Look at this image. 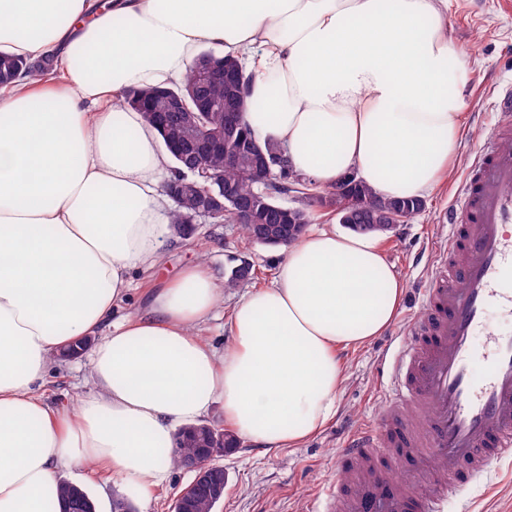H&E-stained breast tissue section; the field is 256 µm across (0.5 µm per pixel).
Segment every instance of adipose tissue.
<instances>
[{
	"mask_svg": "<svg viewBox=\"0 0 512 512\" xmlns=\"http://www.w3.org/2000/svg\"><path fill=\"white\" fill-rule=\"evenodd\" d=\"M206 45L241 59L245 123L316 188L353 172L419 198L448 178L465 108L448 0H0V52L59 71L0 85V512H45L58 470L89 464L149 505L177 430L217 404L243 441L297 447L334 412L340 352L397 315L378 238L333 229L234 304L224 349L200 336L224 300L203 263L125 313L134 272L161 261L171 155L122 92L180 82ZM86 339L93 389L53 409L52 356Z\"/></svg>",
	"mask_w": 512,
	"mask_h": 512,
	"instance_id": "ef3b65f1",
	"label": "adipose tissue"
}]
</instances>
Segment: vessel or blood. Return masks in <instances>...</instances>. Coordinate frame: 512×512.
Masks as SVG:
<instances>
[{"label": "vessel or blood", "mask_w": 512, "mask_h": 512, "mask_svg": "<svg viewBox=\"0 0 512 512\" xmlns=\"http://www.w3.org/2000/svg\"><path fill=\"white\" fill-rule=\"evenodd\" d=\"M492 106L500 119L452 193L448 240L387 363L380 421L340 454L341 512H446L512 459V333L486 334L490 308L512 313V84Z\"/></svg>", "instance_id": "vessel-or-blood-1"}]
</instances>
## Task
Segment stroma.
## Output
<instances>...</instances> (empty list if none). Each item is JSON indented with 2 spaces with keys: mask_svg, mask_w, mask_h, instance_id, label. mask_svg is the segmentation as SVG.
Here are the masks:
<instances>
[{
  "mask_svg": "<svg viewBox=\"0 0 512 512\" xmlns=\"http://www.w3.org/2000/svg\"><path fill=\"white\" fill-rule=\"evenodd\" d=\"M448 28L465 52L466 134L448 182L424 196L419 214L378 235L388 263L405 287L398 315L382 336L343 354L346 381L336 397L333 416L315 437L297 448L268 452L242 442L216 458L227 478L224 500L216 512H303L311 500L324 496L339 480L336 460L345 442L371 424L381 409V359L389 345L397 343L403 323L418 309L415 292L432 267L435 246L448 237L443 219L448 200L472 160L473 147L484 139L494 121L483 102L497 85L512 81V8H506L504 0H448ZM282 256V249L246 240L236 224L206 220L190 239L166 236L155 282L163 284L199 261L221 280L233 268L249 263L250 278L225 293L223 306L204 329L205 339L221 348L231 341L228 320L232 305L251 289L270 285ZM91 387L87 356L56 358L46 374L43 395L52 407L70 411ZM493 471L492 483L480 481L470 486L451 502V512H512V463L494 466ZM59 476L83 487L99 512H112L114 503L123 497L112 475L93 466L64 469Z\"/></svg>",
  "mask_w": 512,
  "mask_h": 512,
  "instance_id": "1",
  "label": "stroma"
}]
</instances>
